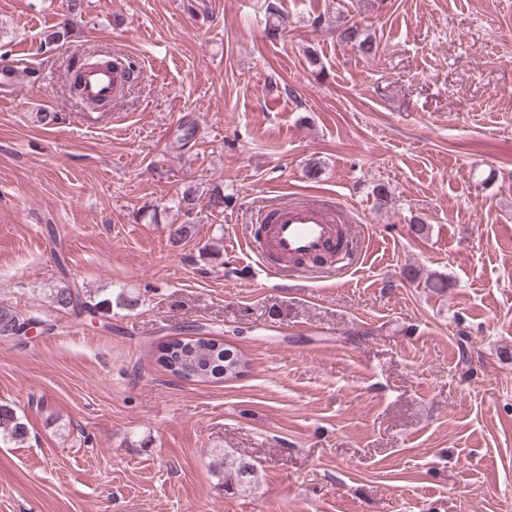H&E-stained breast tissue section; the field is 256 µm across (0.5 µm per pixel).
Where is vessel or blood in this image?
<instances>
[{
    "mask_svg": "<svg viewBox=\"0 0 512 512\" xmlns=\"http://www.w3.org/2000/svg\"><path fill=\"white\" fill-rule=\"evenodd\" d=\"M79 76L83 97L93 101L119 98L129 78L120 61L111 67L86 64ZM255 220L257 231L245 239L243 247L262 257L259 273L268 279L286 271L297 279H308L311 268L295 266V259H316L336 251L338 242L352 240V217L321 191H308L297 198H275L258 208Z\"/></svg>",
    "mask_w": 512,
    "mask_h": 512,
    "instance_id": "b4317fda",
    "label": "vessel or blood"
}]
</instances>
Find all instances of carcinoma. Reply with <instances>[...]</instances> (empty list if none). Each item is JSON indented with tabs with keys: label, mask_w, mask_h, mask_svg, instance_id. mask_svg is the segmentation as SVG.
Segmentation results:
<instances>
[{
	"label": "carcinoma",
	"mask_w": 512,
	"mask_h": 512,
	"mask_svg": "<svg viewBox=\"0 0 512 512\" xmlns=\"http://www.w3.org/2000/svg\"><path fill=\"white\" fill-rule=\"evenodd\" d=\"M338 39L356 46L365 55H370L376 50L374 40L355 24L339 30ZM51 296L58 310L73 308L72 299L75 298L83 311L103 315L112 312V298H101L79 289L75 291L68 284L54 289ZM30 321L32 318L22 316L13 307L0 305L1 338L18 337V332ZM158 362L166 370L184 380L221 382L225 380L224 368L243 362V357L218 339L182 338L174 339L160 347ZM2 435L14 441H22L27 436L25 423L7 404H0V436ZM215 467L224 469L226 490L236 486L247 487L255 476L254 465L244 460L228 463L222 459L215 463Z\"/></svg>",
	"instance_id": "1"
}]
</instances>
